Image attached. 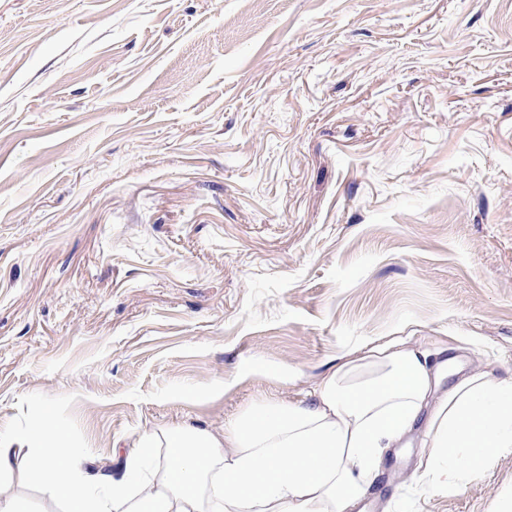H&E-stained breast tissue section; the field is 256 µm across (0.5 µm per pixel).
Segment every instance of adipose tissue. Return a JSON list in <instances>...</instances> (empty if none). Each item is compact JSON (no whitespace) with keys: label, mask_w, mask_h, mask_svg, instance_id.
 Listing matches in <instances>:
<instances>
[{"label":"adipose tissue","mask_w":512,"mask_h":512,"mask_svg":"<svg viewBox=\"0 0 512 512\" xmlns=\"http://www.w3.org/2000/svg\"><path fill=\"white\" fill-rule=\"evenodd\" d=\"M445 362L404 342L342 357L305 399L263 402L222 429L178 422L144 432L163 462L131 481L141 461L107 473L77 462L62 432H0V480L21 476L63 512H355L388 449L422 429L424 492L465 486L512 453V379L488 371L439 387Z\"/></svg>","instance_id":"obj_1"}]
</instances>
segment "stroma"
Segmentation results:
<instances>
[{
    "instance_id": "obj_1",
    "label": "stroma",
    "mask_w": 512,
    "mask_h": 512,
    "mask_svg": "<svg viewBox=\"0 0 512 512\" xmlns=\"http://www.w3.org/2000/svg\"><path fill=\"white\" fill-rule=\"evenodd\" d=\"M403 339L512 376V0H0V431L222 428ZM366 512H512V455Z\"/></svg>"
}]
</instances>
